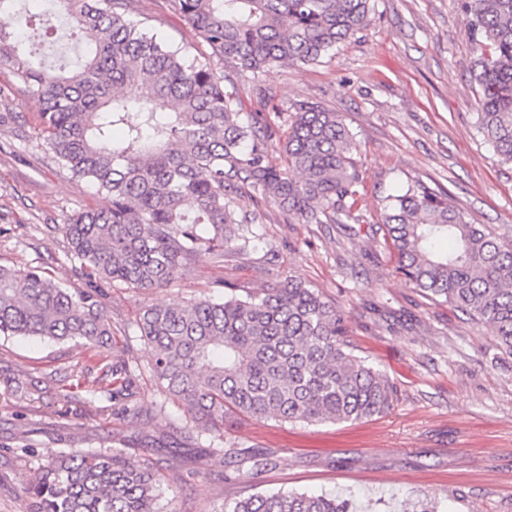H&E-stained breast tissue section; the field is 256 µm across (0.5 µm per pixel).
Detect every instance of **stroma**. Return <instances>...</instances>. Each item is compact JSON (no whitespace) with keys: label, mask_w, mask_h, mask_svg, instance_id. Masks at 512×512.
Segmentation results:
<instances>
[{"label":"stroma","mask_w":512,"mask_h":512,"mask_svg":"<svg viewBox=\"0 0 512 512\" xmlns=\"http://www.w3.org/2000/svg\"><path fill=\"white\" fill-rule=\"evenodd\" d=\"M369 25L321 63L282 66L259 78L286 107L308 99L341 113L360 143L362 213L380 219V201L400 183L420 180L448 195L470 221L512 239V165L477 131L480 88L470 75L477 54L460 0H371ZM134 19L150 18L174 46L201 39L172 0H131ZM39 103L0 63V264L42 266L84 287L62 224L99 199L72 178L37 136ZM22 122L9 120V113ZM254 253L218 265L202 257L167 287L104 285L112 321V361L135 374L133 398L63 397L76 363L97 352L69 343L0 337V512H28L23 489L51 460L79 449L115 447L146 460L164 480L166 512H228L240 496L277 490L330 493L354 512H512V360L488 328L434 303L398 277L382 239L349 236L335 224H301L263 201ZM295 279L345 313V339L397 388L391 411L340 424L284 423L245 416L224 426L225 447L210 456L184 405L160 389L152 349L135 326L148 305H178L216 295L229 281L258 288ZM163 412H153L154 404ZM151 409L130 418L132 405ZM27 436L34 453L13 443ZM273 460L251 474L249 458Z\"/></svg>","instance_id":"stroma-1"}]
</instances>
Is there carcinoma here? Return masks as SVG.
Listing matches in <instances>:
<instances>
[{
  "label": "carcinoma",
  "mask_w": 512,
  "mask_h": 512,
  "mask_svg": "<svg viewBox=\"0 0 512 512\" xmlns=\"http://www.w3.org/2000/svg\"><path fill=\"white\" fill-rule=\"evenodd\" d=\"M22 0H0V61L39 100L38 137L102 204L63 225L71 259L90 289L67 288L36 267L0 265V336L85 348L112 344L97 287L162 288L191 262L255 249L258 221L239 197L269 202L301 224H364L356 136L342 115L300 100L283 109L256 87L246 112L214 63L256 80L276 67L310 65L364 29L370 0H172L206 50L190 56L128 15V0H58L83 49L52 68L16 37ZM481 53L478 130L512 164V0H462ZM42 43L57 33L41 11ZM287 114L283 123L265 113ZM383 241L412 288L492 329L512 359V242L473 224L448 195L419 181L382 198ZM176 306L148 305L136 326L152 371L204 430L224 440L231 415L281 422H356L388 412L389 377L353 355L344 314L293 280ZM69 388L115 397L133 385L124 362L78 363ZM30 512H163L162 480L119 450L57 456L24 487ZM231 512H349L330 494L278 491L234 502Z\"/></svg>",
  "instance_id": "1"
}]
</instances>
